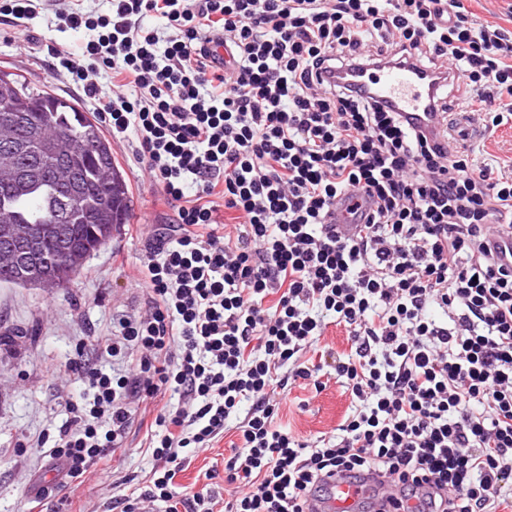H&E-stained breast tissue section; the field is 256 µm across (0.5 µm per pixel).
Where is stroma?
I'll list each match as a JSON object with an SVG mask.
<instances>
[{
    "label": "stroma",
    "mask_w": 512,
    "mask_h": 512,
    "mask_svg": "<svg viewBox=\"0 0 512 512\" xmlns=\"http://www.w3.org/2000/svg\"><path fill=\"white\" fill-rule=\"evenodd\" d=\"M49 13L28 23L0 15V70L23 75L34 87L70 100L91 116L99 111L73 83L57 61L41 51L48 40L77 47L78 34L59 33L49 25ZM131 193L130 223H170L169 210L157 206L146 173L130 146L113 142ZM147 242L115 232L112 240L88 257L64 288H35L0 284V512H28L34 484L52 486L47 512H67L69 505L109 512L128 479L144 480L152 462L141 453L142 432L130 430L115 451L108 474L92 472L83 482L57 477L34 444L53 433L79 401L82 387L66 366L91 352L94 337L111 333L119 321L140 312L146 300L141 270ZM351 406V397L336 380L322 391L293 386L281 402L278 422L301 439L334 434ZM234 431H226L215 447L193 454L179 476L181 484L198 482L214 468L211 488L224 491V460L231 454Z\"/></svg>",
    "instance_id": "stroma-1"
}]
</instances>
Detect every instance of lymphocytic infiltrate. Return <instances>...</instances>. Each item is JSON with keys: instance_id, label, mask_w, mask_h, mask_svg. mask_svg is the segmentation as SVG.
I'll list each match as a JSON object with an SVG mask.
<instances>
[{"instance_id": "1", "label": "lymphocytic infiltrate", "mask_w": 512, "mask_h": 512, "mask_svg": "<svg viewBox=\"0 0 512 512\" xmlns=\"http://www.w3.org/2000/svg\"><path fill=\"white\" fill-rule=\"evenodd\" d=\"M106 2L0 0L16 21L49 11L83 33L77 54L48 55L131 139L175 215L150 236L144 312L94 339L103 355L135 351L134 374L69 365L87 397L37 442L53 469L77 480L122 447L135 400L159 406L143 447L154 465L119 512H214L209 485L176 477L237 416L224 512H305L335 475L382 486L371 512H498L512 495V264L491 240L512 235V176L479 160L467 126L443 146L321 74L453 72L439 111L491 130L512 120V31L472 0ZM332 324L349 352L306 361ZM328 369L353 407L335 434L296 438L281 401L300 380L322 390Z\"/></svg>"}]
</instances>
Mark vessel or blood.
Returning a JSON list of instances; mask_svg holds the SVG:
<instances>
[{
	"label": "vessel or blood",
	"instance_id": "b4317fda",
	"mask_svg": "<svg viewBox=\"0 0 512 512\" xmlns=\"http://www.w3.org/2000/svg\"><path fill=\"white\" fill-rule=\"evenodd\" d=\"M361 87L382 101L394 103L412 114L426 132L439 133L442 115L434 109L435 87L427 85L421 73L408 64H385L361 80ZM363 493L360 482L344 477L330 481L323 499L317 500L316 512H357Z\"/></svg>",
	"mask_w": 512,
	"mask_h": 512
}]
</instances>
